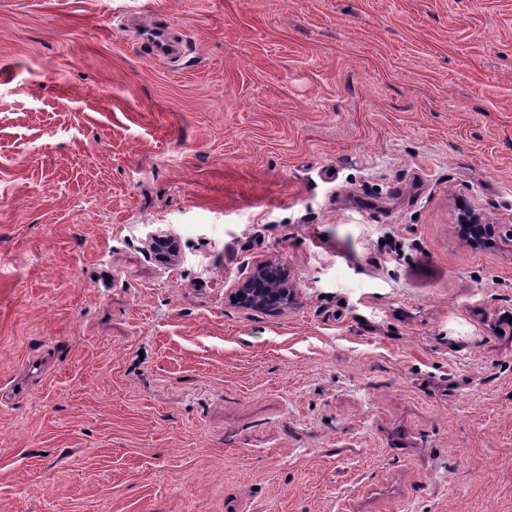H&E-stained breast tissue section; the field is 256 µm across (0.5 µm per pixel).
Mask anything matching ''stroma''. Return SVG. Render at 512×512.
Instances as JSON below:
<instances>
[{"label": "stroma", "instance_id": "stroma-1", "mask_svg": "<svg viewBox=\"0 0 512 512\" xmlns=\"http://www.w3.org/2000/svg\"><path fill=\"white\" fill-rule=\"evenodd\" d=\"M0 512H512V0H0ZM153 31L157 36V44L152 46V56L159 61L170 60L169 55L176 54L179 51L178 43L171 37L168 30L164 27L154 26ZM270 264L271 262L259 264L248 279L237 284L234 296L241 308L246 310L278 309L292 299L293 292L288 288V273L283 265L278 264L280 276L277 288H269L264 282L266 269Z\"/></svg>", "mask_w": 512, "mask_h": 512}]
</instances>
